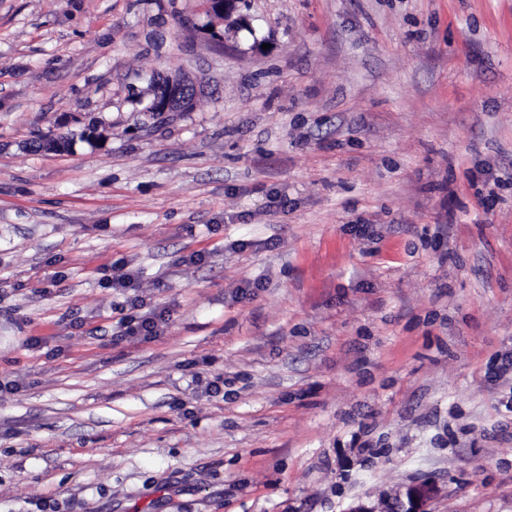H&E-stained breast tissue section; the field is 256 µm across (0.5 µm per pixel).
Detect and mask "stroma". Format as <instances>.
Instances as JSON below:
<instances>
[{
  "mask_svg": "<svg viewBox=\"0 0 512 512\" xmlns=\"http://www.w3.org/2000/svg\"><path fill=\"white\" fill-rule=\"evenodd\" d=\"M233 19L0 0V512H512V0ZM191 87L194 88L196 95L195 86L188 80L180 77L167 79L164 87L156 91L148 112L162 115L165 112L188 111L192 102L188 94ZM163 319L160 314L155 312L145 313L139 317L137 321H121V326L124 328L123 336H153L159 331L160 324ZM433 492V485L424 482L408 487L404 494H395L384 503L382 510L376 511L358 506L348 512H427L426 502Z\"/></svg>",
  "mask_w": 512,
  "mask_h": 512,
  "instance_id": "stroma-1",
  "label": "stroma"
}]
</instances>
